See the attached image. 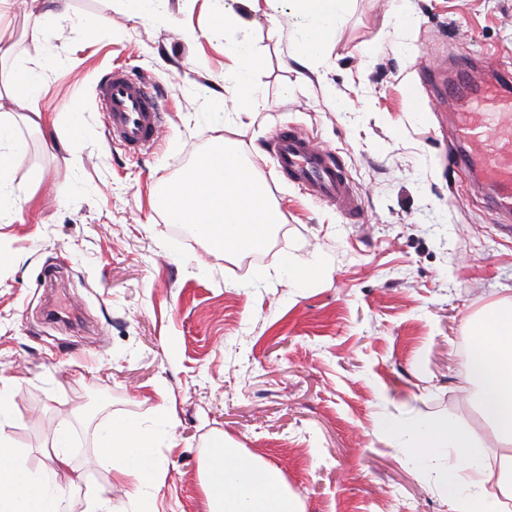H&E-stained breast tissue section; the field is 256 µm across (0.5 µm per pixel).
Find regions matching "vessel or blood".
I'll list each match as a JSON object with an SVG mask.
<instances>
[{
    "instance_id": "1",
    "label": "vessel or blood",
    "mask_w": 512,
    "mask_h": 512,
    "mask_svg": "<svg viewBox=\"0 0 512 512\" xmlns=\"http://www.w3.org/2000/svg\"><path fill=\"white\" fill-rule=\"evenodd\" d=\"M159 82L113 69L99 79L97 104L112 143L137 154L156 147L164 126ZM454 105L453 127L458 149L449 153L451 165L466 169L495 209H512V71L502 70L478 99L461 100L449 92ZM280 173L313 198L335 205L351 222L363 206L342 164L313 137L280 126L268 142Z\"/></svg>"
}]
</instances>
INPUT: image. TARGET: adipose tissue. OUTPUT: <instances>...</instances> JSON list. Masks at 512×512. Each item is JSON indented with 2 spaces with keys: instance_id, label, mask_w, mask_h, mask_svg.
Returning a JSON list of instances; mask_svg holds the SVG:
<instances>
[{
  "instance_id": "ef3b65f1",
  "label": "adipose tissue",
  "mask_w": 512,
  "mask_h": 512,
  "mask_svg": "<svg viewBox=\"0 0 512 512\" xmlns=\"http://www.w3.org/2000/svg\"><path fill=\"white\" fill-rule=\"evenodd\" d=\"M296 10L308 19L306 29L293 43L296 58H317L336 34L337 24L351 0H293ZM236 66L224 74V89L233 97H250L249 81L261 59L247 49L231 52ZM52 58L14 67L0 90L18 111L29 113L35 126L49 123L36 102ZM25 145L17 137L12 114L0 113V209L11 193V173L25 158ZM164 209L170 223L195 224L213 247L224 253L262 249L284 216L253 169L241 160L238 142L222 139L202 154L189 171L166 191ZM480 333L465 364L474 399L487 423L500 440L512 445V298L485 309ZM66 434H58L52 464L41 473L29 472L22 454L9 445L0 446V512H62L65 492L58 477L71 467ZM154 436L130 418L113 419L99 436V457L115 470L125 485L132 512H156L151 489L163 483ZM416 455L454 451L457 462L445 474L451 512H504L505 498L512 496V457L505 458L496 480V490L486 487L484 451L475 438L445 422L414 432ZM207 479L202 485L207 512H296L281 487L280 471L244 458L227 447L224 439L213 441L205 459Z\"/></svg>"
}]
</instances>
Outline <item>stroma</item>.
Instances as JSON below:
<instances>
[{"mask_svg": "<svg viewBox=\"0 0 512 512\" xmlns=\"http://www.w3.org/2000/svg\"><path fill=\"white\" fill-rule=\"evenodd\" d=\"M352 0L336 38L300 64L307 26L290 0L258 11L235 0H161L133 17L127 0H69L43 18L8 9L16 63L56 59L40 109L56 129L18 123L27 146L19 197L0 222V379L15 380L0 438L44 470L67 427L82 474L66 512L97 496L127 508L98 460L112 419L154 429L165 478L158 512H205L206 453L224 437L280 470L299 512H448L447 454L410 456L411 439L378 427L443 420L467 431L491 465L508 455L465 381L473 317L512 291V233L470 174L449 165L448 83L512 67V0ZM243 22L225 27L224 14ZM97 22L95 43L81 29ZM49 36L31 40L32 28ZM263 60L259 111L222 102L229 49ZM159 78L167 123L156 150L111 144L94 89L109 69ZM82 110L71 114L72 103ZM293 125L334 150L364 207L353 224L283 181L267 141ZM224 138L265 181L286 226L265 259L236 272L200 239H178L160 200L167 183ZM44 170L37 188L29 168ZM318 266L303 284L288 265ZM174 408L168 429L158 405Z\"/></svg>", "mask_w": 512, "mask_h": 512, "instance_id": "stroma-1", "label": "stroma"}]
</instances>
